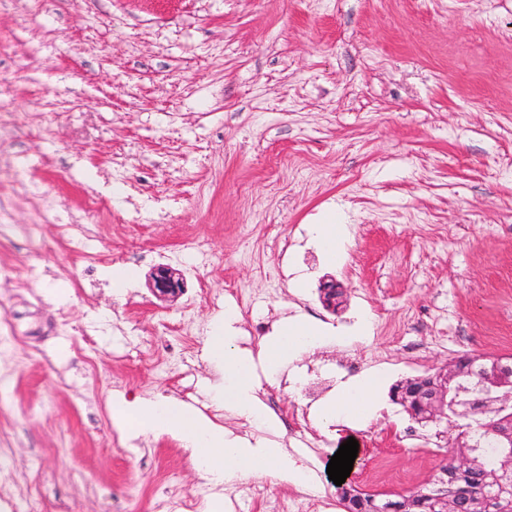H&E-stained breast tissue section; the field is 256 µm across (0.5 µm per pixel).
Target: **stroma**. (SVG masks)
I'll list each match as a JSON object with an SVG mask.
<instances>
[{
  "label": "stroma",
  "mask_w": 512,
  "mask_h": 512,
  "mask_svg": "<svg viewBox=\"0 0 512 512\" xmlns=\"http://www.w3.org/2000/svg\"><path fill=\"white\" fill-rule=\"evenodd\" d=\"M0 81L13 496L155 512L172 490L201 512H267L336 498L327 465L350 438L353 488L436 486L458 430L415 422L388 388L464 353L512 357V0H0ZM329 207L348 226L336 268L310 242ZM160 263L185 273L175 302L148 286ZM115 264L138 270L122 294ZM325 280L343 292L333 312ZM228 309L243 350L287 317L332 336L261 379L276 430L212 399L208 340ZM362 311L366 336L341 343ZM189 345L191 366L174 364ZM349 357L383 376L378 410L318 427ZM165 396L281 442L314 485L251 478L225 495L171 436L130 437L118 399Z\"/></svg>",
  "instance_id": "1"
}]
</instances>
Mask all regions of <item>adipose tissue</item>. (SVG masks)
Masks as SVG:
<instances>
[{"label":"adipose tissue","mask_w":512,"mask_h":512,"mask_svg":"<svg viewBox=\"0 0 512 512\" xmlns=\"http://www.w3.org/2000/svg\"><path fill=\"white\" fill-rule=\"evenodd\" d=\"M310 234L327 263L341 261L348 239L345 224L335 214H327L321 223L312 225ZM236 319L235 311H225L223 321L216 323L209 338V356L224 368L223 380L215 388L214 398L239 417L271 429L275 423L258 397L259 375L275 377L301 354L322 345L327 335L316 323L285 319L274 326L271 335L260 343L257 353H246L236 347L228 333L229 324ZM377 394L378 378L374 375L345 386L322 410L323 424L368 422L378 407ZM121 407L133 418L134 433L177 437L204 477L213 484L232 483L247 477L293 484L303 483L305 479L304 466L280 443L253 445L249 439L206 421L196 410L176 399H137L122 402Z\"/></svg>","instance_id":"adipose-tissue-1"}]
</instances>
